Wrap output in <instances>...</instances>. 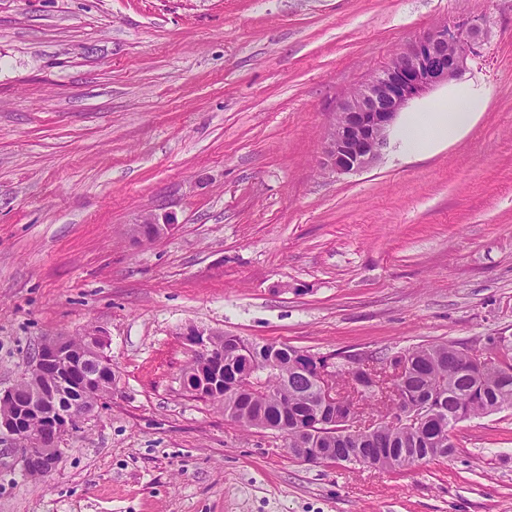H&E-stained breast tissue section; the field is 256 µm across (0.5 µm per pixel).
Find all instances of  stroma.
Listing matches in <instances>:
<instances>
[{
  "label": "stroma",
  "mask_w": 512,
  "mask_h": 512,
  "mask_svg": "<svg viewBox=\"0 0 512 512\" xmlns=\"http://www.w3.org/2000/svg\"><path fill=\"white\" fill-rule=\"evenodd\" d=\"M467 15L464 135L325 168L339 103ZM190 326L324 356L512 339V0H0V389L89 329L116 375L47 476L0 433V512H512V409L445 460L304 463L183 390Z\"/></svg>",
  "instance_id": "obj_1"
}]
</instances>
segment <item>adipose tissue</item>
<instances>
[{"label":"adipose tissue","mask_w":512,"mask_h":512,"mask_svg":"<svg viewBox=\"0 0 512 512\" xmlns=\"http://www.w3.org/2000/svg\"><path fill=\"white\" fill-rule=\"evenodd\" d=\"M486 105V97L476 87L468 83L458 85L453 89L446 108L430 113L422 120L407 117L402 129L407 153L424 154L437 142L458 140Z\"/></svg>","instance_id":"adipose-tissue-1"}]
</instances>
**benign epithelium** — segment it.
I'll use <instances>...</instances> for the list:
<instances>
[{
    "label": "benign epithelium",
    "mask_w": 512,
    "mask_h": 512,
    "mask_svg": "<svg viewBox=\"0 0 512 512\" xmlns=\"http://www.w3.org/2000/svg\"><path fill=\"white\" fill-rule=\"evenodd\" d=\"M485 36L482 18L467 16L444 22L417 38L391 65L376 72L340 105L338 120L330 125L324 142L323 165L338 174L372 166L387 147L400 111L433 87L457 78L467 59L478 54ZM450 45L458 46V50L448 53ZM182 336L206 364L218 372L224 369V351L212 347L214 332L190 326ZM102 342L97 331L88 332L87 352L75 365L67 359V338L50 337L41 344L34 363L24 374L36 387L28 400L16 402L14 385L0 390V403L11 407L10 412L0 414V432L14 437L25 469L51 472L59 439L90 413L81 402L70 399L68 392L75 367L81 368L100 356ZM50 371L56 381L45 386L42 381ZM318 376L323 402L336 403V383L329 368L318 369ZM33 416L45 423V429L27 427Z\"/></svg>",
    "instance_id": "7a95c632"
}]
</instances>
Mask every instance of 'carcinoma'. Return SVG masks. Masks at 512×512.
<instances>
[{"label": "carcinoma", "mask_w": 512, "mask_h": 512, "mask_svg": "<svg viewBox=\"0 0 512 512\" xmlns=\"http://www.w3.org/2000/svg\"><path fill=\"white\" fill-rule=\"evenodd\" d=\"M212 345L224 350V392L213 398L224 416L245 429L274 432L301 461L317 455L326 463L392 470L443 459L455 452L451 431L458 423L512 409V347H492L479 364L464 344L454 342L417 344L381 356L384 363L407 367L394 408L380 400L359 368L334 364L340 380L353 377L359 388L325 408L317 368L326 365V357L226 334L213 337ZM244 355L253 364L248 382L242 377ZM354 399L376 409L384 427L372 433L347 427Z\"/></svg>", "instance_id": "cac0c4a2"}]
</instances>
